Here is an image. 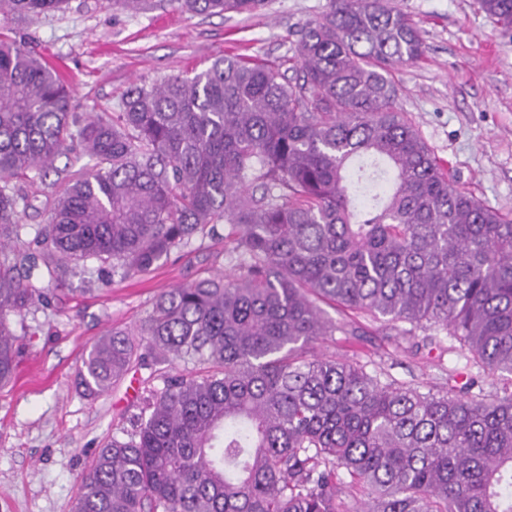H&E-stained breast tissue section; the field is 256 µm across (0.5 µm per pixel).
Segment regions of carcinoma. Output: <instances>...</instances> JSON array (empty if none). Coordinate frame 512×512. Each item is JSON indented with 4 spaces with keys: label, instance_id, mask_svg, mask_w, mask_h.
<instances>
[{
    "label": "carcinoma",
    "instance_id": "obj_1",
    "mask_svg": "<svg viewBox=\"0 0 512 512\" xmlns=\"http://www.w3.org/2000/svg\"><path fill=\"white\" fill-rule=\"evenodd\" d=\"M176 2L213 15L265 0ZM67 4L0 0V15ZM479 7L512 29V0ZM295 52L294 80L226 55L83 118L57 72L0 33V386L25 313L73 265L97 261L103 286L145 276L221 226L236 259L91 346L84 394L134 363L163 386L99 449L76 512H512V392L490 398L456 366L423 391L314 351L350 334L326 302L512 375V219L456 187L399 108L387 74L425 52L406 13L327 0ZM71 153L48 223H19L30 202L13 180Z\"/></svg>",
    "mask_w": 512,
    "mask_h": 512
}]
</instances>
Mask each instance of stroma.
<instances>
[{
	"instance_id": "35a3bbf8",
	"label": "stroma",
	"mask_w": 512,
	"mask_h": 512,
	"mask_svg": "<svg viewBox=\"0 0 512 512\" xmlns=\"http://www.w3.org/2000/svg\"><path fill=\"white\" fill-rule=\"evenodd\" d=\"M412 16L425 44L416 63L390 78L398 105L454 184L512 217V38L477 0H392ZM327 0H266L247 14L193 15L177 0H149L129 12L112 0H69L65 11L39 17L0 16V27L48 62L63 63L73 111H115L134 83L185 75L227 54L253 56L295 76V33L318 17ZM223 239L194 241L144 277L114 278L104 287L70 273L51 305L33 307L20 337L13 381L0 388V512H74L87 467L107 440L128 427L145 391L130 383L150 371L129 370L105 395L84 394L77 372L106 331L127 329L151 310L165 288L219 272L232 273ZM326 317L355 328L326 337L316 351L356 358L421 389L441 385L440 362H457L422 347L398 352L388 323L340 306Z\"/></svg>"
}]
</instances>
